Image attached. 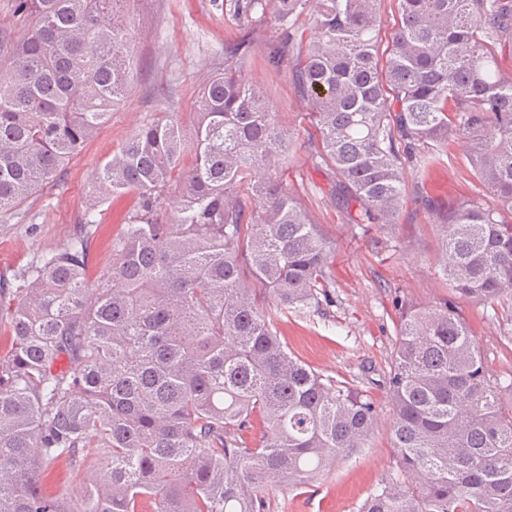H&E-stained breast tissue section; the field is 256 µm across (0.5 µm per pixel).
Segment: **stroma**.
Returning a JSON list of instances; mask_svg holds the SVG:
<instances>
[{"label": "stroma", "instance_id": "1", "mask_svg": "<svg viewBox=\"0 0 512 512\" xmlns=\"http://www.w3.org/2000/svg\"><path fill=\"white\" fill-rule=\"evenodd\" d=\"M142 8L148 21L135 43L137 75L128 97L70 160L60 182L0 214V271L25 266L41 251L64 242L93 191L94 167L116 154L143 123L171 118L183 139L193 140L200 84L207 74L223 71L224 48L239 41L240 27L227 0H144ZM276 30L273 20L257 23L241 74L290 133L292 149L279 174L333 247L330 303L304 314L289 313L279 322L278 333L289 352L316 371L368 390L378 417L364 448L336 460L310 484L276 490L270 512H357L393 464L392 408L383 379L397 332L395 298L425 307L454 302L478 340L489 373L512 375V344L500 339L494 310L457 298L437 269L440 236L426 207L430 200L444 209L467 199L488 206L493 200L456 146L424 173L406 169V199L395 223H354L337 199L335 171L309 159L320 139L291 69H274L267 61L266 43ZM136 203V195L129 193L104 212L90 250L92 274L107 270L108 242Z\"/></svg>", "mask_w": 512, "mask_h": 512}]
</instances>
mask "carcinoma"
Instances as JSON below:
<instances>
[{
	"label": "carcinoma",
	"instance_id": "carcinoma-1",
	"mask_svg": "<svg viewBox=\"0 0 512 512\" xmlns=\"http://www.w3.org/2000/svg\"><path fill=\"white\" fill-rule=\"evenodd\" d=\"M137 0H13L0 48V211L59 180L134 80ZM385 62L378 0H234L273 15L272 58L316 122L357 224H392L402 160L421 172L464 148L494 206L443 213L436 266L460 297L512 313V74L496 46L512 0H398ZM305 18L312 37L295 38ZM195 138L142 125L92 171L96 193L57 248L0 275V512H268L270 491L315 480L364 447L366 391L293 357L277 315L329 298L332 246L280 181L290 136L242 75L212 73ZM193 166L175 198L185 151ZM138 197L93 279L100 207ZM394 465L358 512H512V380L488 374L456 307L400 301L386 377ZM259 443L243 434L255 417ZM99 477L49 490L50 466Z\"/></svg>",
	"mask_w": 512,
	"mask_h": 512
}]
</instances>
